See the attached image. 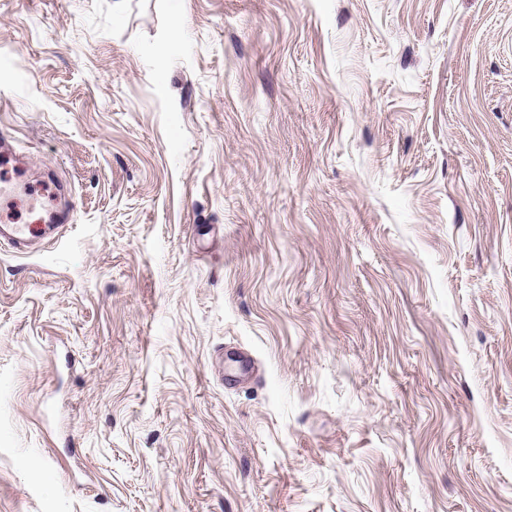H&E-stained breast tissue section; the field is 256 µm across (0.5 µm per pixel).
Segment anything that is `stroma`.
<instances>
[{
	"label": "stroma",
	"instance_id": "obj_1",
	"mask_svg": "<svg viewBox=\"0 0 512 512\" xmlns=\"http://www.w3.org/2000/svg\"><path fill=\"white\" fill-rule=\"evenodd\" d=\"M0 512H512V0H0ZM43 223L41 216L34 219L33 222ZM73 221V213L67 207H61L53 210L50 214L48 224H41L35 227L33 224H1L0 240L10 243L19 253L26 254L29 252L33 239L49 236L64 227V224H71Z\"/></svg>",
	"mask_w": 512,
	"mask_h": 512
}]
</instances>
